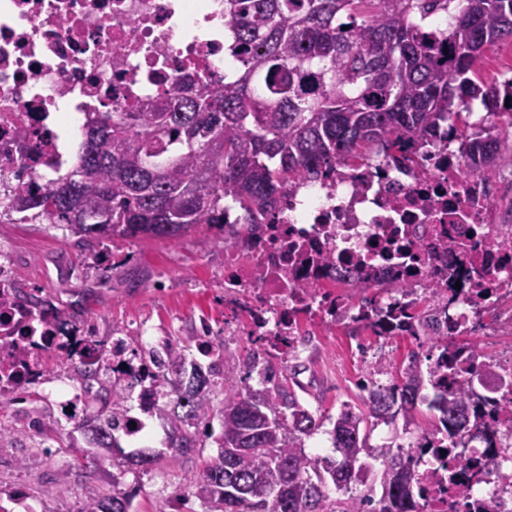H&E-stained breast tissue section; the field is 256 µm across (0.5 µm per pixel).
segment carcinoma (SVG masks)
Listing matches in <instances>:
<instances>
[{"instance_id": "1", "label": "carcinoma", "mask_w": 512, "mask_h": 512, "mask_svg": "<svg viewBox=\"0 0 512 512\" xmlns=\"http://www.w3.org/2000/svg\"><path fill=\"white\" fill-rule=\"evenodd\" d=\"M438 10L454 11L446 44L427 28ZM224 30L237 60L234 79L218 89L187 84L149 112L87 113L77 165L46 192L17 201L21 223L61 226L102 248L193 232L222 246L224 206L238 208L250 231L286 189L366 159L376 147L417 165L419 148L446 126L463 154L488 171L512 141V80L487 85L475 77L487 51L512 42V0H224ZM475 100L485 110V135L469 137L464 126ZM423 314L389 312L384 321L394 334L411 335ZM423 343L442 351L439 378L423 376L414 354L402 383H371L366 413L346 406L332 422L334 459L306 452L323 420L288 384L279 354L262 345L245 359V375L258 368L263 377L254 391L226 371L227 350L188 377L183 349L169 348L156 358L164 373L146 393L171 424L177 459L203 447L200 426L217 418L222 429L217 453L176 497L194 499L202 512H423L412 456L400 445L377 452L382 496L353 492L363 482L368 420L401 413L411 421L424 385L434 389V420L421 447L441 432L453 439L470 415L478 427L479 399L455 380L460 350L472 342L434 332ZM134 391L116 380L99 383L93 399L109 411L90 421L103 437L99 447H119L104 438L121 427ZM132 498L114 476L112 492L84 512H132Z\"/></svg>"}]
</instances>
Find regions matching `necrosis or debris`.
Listing matches in <instances>:
<instances>
[{"mask_svg": "<svg viewBox=\"0 0 512 512\" xmlns=\"http://www.w3.org/2000/svg\"><path fill=\"white\" fill-rule=\"evenodd\" d=\"M223 17L224 0H0V212L75 165L88 113L223 86ZM466 163L443 137L416 166L378 153L336 166L287 191L272 223L243 239L232 236L241 213L225 210L224 332L294 356L307 336L365 326L360 283L384 309L434 295L441 333L481 338L457 382L484 397L486 427L443 452L414 449L424 512H512V224L501 174ZM49 358L135 382L156 370L113 355L55 300L33 310L0 242V401L39 393L85 420L87 380L49 390Z\"/></svg>", "mask_w": 512, "mask_h": 512, "instance_id": "1", "label": "necrosis or debris"}]
</instances>
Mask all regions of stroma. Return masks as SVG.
I'll list each match as a JSON object with an SVG mask.
<instances>
[{"label": "stroma", "mask_w": 512, "mask_h": 512, "mask_svg": "<svg viewBox=\"0 0 512 512\" xmlns=\"http://www.w3.org/2000/svg\"><path fill=\"white\" fill-rule=\"evenodd\" d=\"M8 240L18 262L13 276L19 287L39 296L57 295L67 311L79 313L96 335L111 338L114 329L145 328L152 339L192 335L207 323L228 351L246 357L253 349L248 337L224 333V305L217 299L224 282V249L202 233L181 240L144 238L120 242L112 249L109 271L91 265L76 236L44 224H0V240ZM426 357L408 336L381 338L365 329L340 328L311 337L298 358L297 394L317 416H336L342 405L361 411V387L376 362L405 368L411 354ZM15 431L19 455L0 465V488L17 484L34 491L38 483L53 490L47 512H82L86 502L112 482L111 461L91 458L80 433L62 438L56 453L46 454L25 435L26 418L8 407L0 411ZM199 455L184 464H159L126 473L124 484L135 485V512H160L173 492L197 473L203 459L216 454L214 436Z\"/></svg>", "instance_id": "1"}]
</instances>
